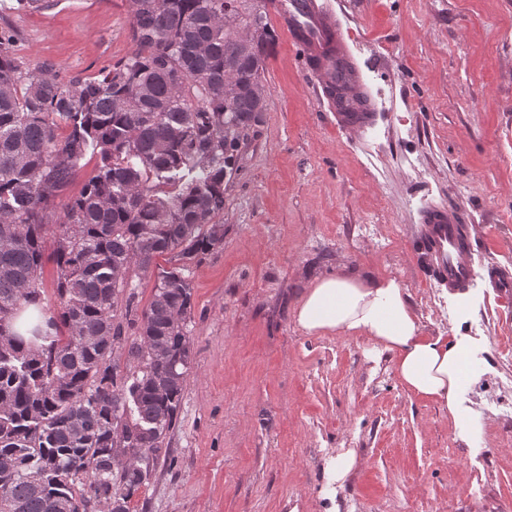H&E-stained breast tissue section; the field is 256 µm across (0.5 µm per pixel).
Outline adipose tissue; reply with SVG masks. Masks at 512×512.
<instances>
[{
	"mask_svg": "<svg viewBox=\"0 0 512 512\" xmlns=\"http://www.w3.org/2000/svg\"><path fill=\"white\" fill-rule=\"evenodd\" d=\"M296 316L310 333L365 335L393 354L401 380L415 395L457 412L467 352L461 344L420 336L416 318L395 282L368 286L354 278H323L307 291Z\"/></svg>",
	"mask_w": 512,
	"mask_h": 512,
	"instance_id": "adipose-tissue-1",
	"label": "adipose tissue"
}]
</instances>
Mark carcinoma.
<instances>
[{"instance_id": "obj_1", "label": "carcinoma", "mask_w": 512, "mask_h": 512, "mask_svg": "<svg viewBox=\"0 0 512 512\" xmlns=\"http://www.w3.org/2000/svg\"><path fill=\"white\" fill-rule=\"evenodd\" d=\"M250 2L134 0L132 52L68 80L0 27V512H129L156 470L190 371L186 272L224 243V181L264 122L251 87L273 35ZM142 268L156 282L131 338L113 312L137 311L138 284L113 273Z\"/></svg>"}]
</instances>
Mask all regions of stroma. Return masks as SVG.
Segmentation results:
<instances>
[{"instance_id":"1","label":"stroma","mask_w":512,"mask_h":512,"mask_svg":"<svg viewBox=\"0 0 512 512\" xmlns=\"http://www.w3.org/2000/svg\"><path fill=\"white\" fill-rule=\"evenodd\" d=\"M0 0L27 64L69 79L132 50L127 0ZM383 88L357 138L319 104L277 19L263 124L224 187V244L188 273L191 368L168 450L130 512H326L327 461L352 448L339 512H512V302L453 297L412 250L420 206L484 228L512 269V0H334ZM328 276L396 282L421 335L461 342V419L418 398L363 336L310 333L296 310ZM494 449L485 457V449ZM482 491H475V483Z\"/></svg>"}]
</instances>
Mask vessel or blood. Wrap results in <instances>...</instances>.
<instances>
[{
    "instance_id": "vessel-or-blood-1",
    "label": "vessel or blood",
    "mask_w": 512,
    "mask_h": 512,
    "mask_svg": "<svg viewBox=\"0 0 512 512\" xmlns=\"http://www.w3.org/2000/svg\"><path fill=\"white\" fill-rule=\"evenodd\" d=\"M269 7L296 48L295 65L317 77L320 99L328 98L340 76L350 97L370 95L358 50L328 0H271ZM336 118L355 135L364 134L373 121L369 112H340ZM419 219L416 252L424 260L426 281L452 295L465 294L482 282L499 298H512V270L483 263L475 254L478 225L466 223L457 210L434 205L424 207Z\"/></svg>"
}]
</instances>
